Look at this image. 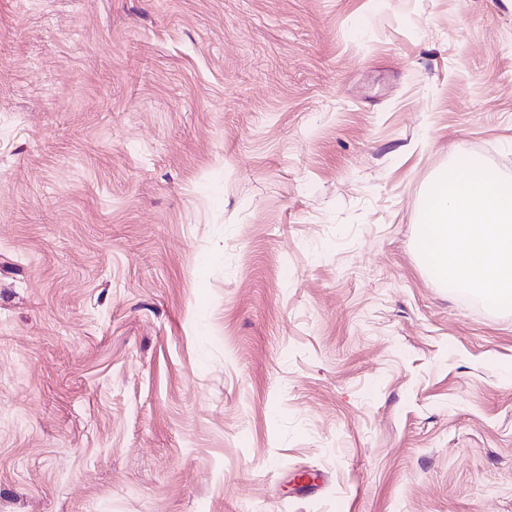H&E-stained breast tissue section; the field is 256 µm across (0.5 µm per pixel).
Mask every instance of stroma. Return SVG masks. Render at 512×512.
Segmentation results:
<instances>
[{
  "mask_svg": "<svg viewBox=\"0 0 512 512\" xmlns=\"http://www.w3.org/2000/svg\"><path fill=\"white\" fill-rule=\"evenodd\" d=\"M457 155L512 178V0H0V512H512Z\"/></svg>",
  "mask_w": 512,
  "mask_h": 512,
  "instance_id": "stroma-1",
  "label": "stroma"
}]
</instances>
